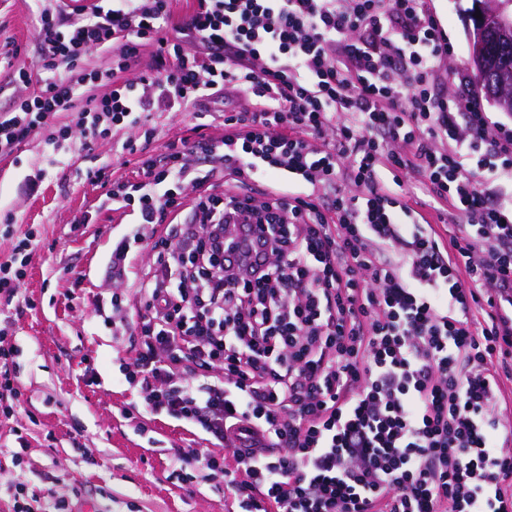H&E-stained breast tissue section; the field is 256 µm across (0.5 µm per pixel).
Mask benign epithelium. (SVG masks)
I'll use <instances>...</instances> for the list:
<instances>
[{"label":"benign epithelium","mask_w":512,"mask_h":512,"mask_svg":"<svg viewBox=\"0 0 512 512\" xmlns=\"http://www.w3.org/2000/svg\"><path fill=\"white\" fill-rule=\"evenodd\" d=\"M478 10L481 18L469 27V66L478 92L499 111L512 113V83L508 80L512 67L508 61L494 60L486 52L489 36L512 38V0H482Z\"/></svg>","instance_id":"7a95c632"}]
</instances>
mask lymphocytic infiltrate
I'll return each mask as SVG.
<instances>
[{
	"instance_id": "obj_1",
	"label": "lymphocytic infiltrate",
	"mask_w": 512,
	"mask_h": 512,
	"mask_svg": "<svg viewBox=\"0 0 512 512\" xmlns=\"http://www.w3.org/2000/svg\"><path fill=\"white\" fill-rule=\"evenodd\" d=\"M430 2L192 0L172 29L173 0H36L45 78L0 112V158L63 112L52 165L60 139L132 130L136 177L103 198L137 215L113 281L147 229L166 236L138 316L119 292L94 316L130 337L119 370L144 411L208 437L172 478L221 473L238 512H512V199L489 190L512 179V126L441 92L453 45ZM106 48L111 68L90 67ZM219 97L234 108L211 112ZM156 112L220 122L206 167L175 141L140 150ZM270 176L259 197L225 184ZM411 181L436 221L404 201ZM231 224L261 226L264 266L225 267ZM37 246L25 233L0 262L4 304ZM237 427L266 437L259 457L233 448Z\"/></svg>"
}]
</instances>
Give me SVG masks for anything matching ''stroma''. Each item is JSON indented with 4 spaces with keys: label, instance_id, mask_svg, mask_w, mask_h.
I'll return each instance as SVG.
<instances>
[{
    "label": "stroma",
    "instance_id": "1",
    "mask_svg": "<svg viewBox=\"0 0 512 512\" xmlns=\"http://www.w3.org/2000/svg\"><path fill=\"white\" fill-rule=\"evenodd\" d=\"M434 5L454 46L443 65L449 75L444 90L451 94L455 76L472 75L467 12L473 2ZM40 28L34 0H0V51L11 56L10 66L0 67V84L15 68L42 77ZM154 123L158 134L148 151L157 157L171 140L194 147L201 137L223 133L219 126L196 130L189 112H165ZM129 135L128 129L114 130L94 147L109 180L134 175L136 155L120 149ZM64 147L63 164L49 170L32 195L21 185L43 165L44 131H34L17 153L0 159V218L11 215L16 233L31 228L39 234L21 285L24 303L12 313L7 340L20 403L14 417H0V512H9L7 489L19 482L31 505L63 495L72 512L83 505L95 512H232L223 478L190 484L170 479L176 450L207 448L204 433L134 412L139 394L119 373L120 359L130 355L129 340L91 325L97 301L110 298L114 288L107 266L112 243L136 216L100 207L104 189L86 176L89 161L79 137ZM87 212L93 224L80 225ZM15 235L0 232V260L10 256Z\"/></svg>",
    "mask_w": 512,
    "mask_h": 512
}]
</instances>
